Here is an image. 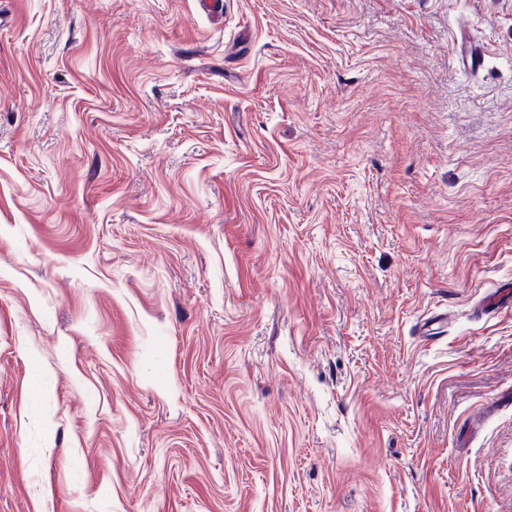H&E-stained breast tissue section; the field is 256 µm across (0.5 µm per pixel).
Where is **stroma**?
Returning <instances> with one entry per match:
<instances>
[{
    "label": "stroma",
    "mask_w": 512,
    "mask_h": 512,
    "mask_svg": "<svg viewBox=\"0 0 512 512\" xmlns=\"http://www.w3.org/2000/svg\"><path fill=\"white\" fill-rule=\"evenodd\" d=\"M0 512H512V0H0Z\"/></svg>",
    "instance_id": "35a3bbf8"
}]
</instances>
